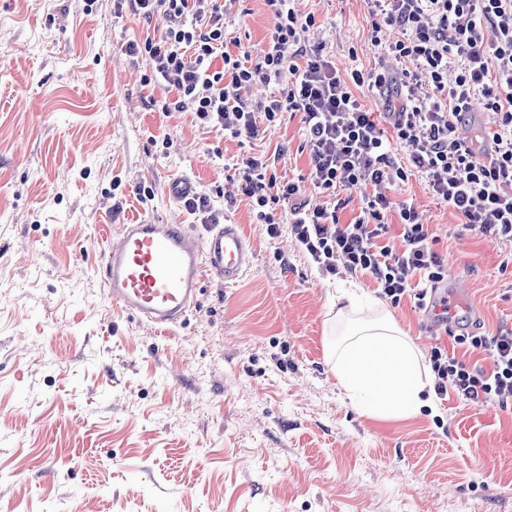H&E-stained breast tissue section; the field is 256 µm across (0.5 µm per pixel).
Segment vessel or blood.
Wrapping results in <instances>:
<instances>
[{
  "instance_id": "obj_1",
  "label": "vessel or blood",
  "mask_w": 512,
  "mask_h": 512,
  "mask_svg": "<svg viewBox=\"0 0 512 512\" xmlns=\"http://www.w3.org/2000/svg\"><path fill=\"white\" fill-rule=\"evenodd\" d=\"M253 266L238 225L216 224L201 236L184 224L146 220L113 227L98 273L114 305L165 330L193 309L207 279L230 286Z\"/></svg>"
}]
</instances>
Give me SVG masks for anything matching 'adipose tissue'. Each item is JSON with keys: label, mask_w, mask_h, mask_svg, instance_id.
<instances>
[{"label": "adipose tissue", "mask_w": 512, "mask_h": 512, "mask_svg": "<svg viewBox=\"0 0 512 512\" xmlns=\"http://www.w3.org/2000/svg\"><path fill=\"white\" fill-rule=\"evenodd\" d=\"M340 386L365 414L404 418L423 406L428 382L420 356L393 316L354 323L329 349Z\"/></svg>", "instance_id": "ef3b65f1"}]
</instances>
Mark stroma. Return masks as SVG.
<instances>
[{"label": "stroma", "mask_w": 512, "mask_h": 512, "mask_svg": "<svg viewBox=\"0 0 512 512\" xmlns=\"http://www.w3.org/2000/svg\"><path fill=\"white\" fill-rule=\"evenodd\" d=\"M0 0V512H512V401L456 391L371 418L336 383L337 297L379 301L366 275H321L289 233L272 239L237 190L241 155L307 169L299 116L254 140L162 112L123 43L153 27L113 0ZM341 75L382 60L368 0H296ZM265 0H224L227 38L266 47ZM211 196L253 242L233 287L207 281L162 332L120 312L97 267L108 223L194 224L170 197ZM414 203L457 293L448 327L512 328V242L466 227L426 181ZM429 363L447 329L389 305Z\"/></svg>", "instance_id": "1"}]
</instances>
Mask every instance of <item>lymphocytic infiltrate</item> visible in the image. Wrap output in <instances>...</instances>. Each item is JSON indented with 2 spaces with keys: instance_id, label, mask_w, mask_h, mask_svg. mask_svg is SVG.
I'll return each instance as SVG.
<instances>
[{
  "instance_id": "lymphocytic-infiltrate-1",
  "label": "lymphocytic infiltrate",
  "mask_w": 512,
  "mask_h": 512,
  "mask_svg": "<svg viewBox=\"0 0 512 512\" xmlns=\"http://www.w3.org/2000/svg\"><path fill=\"white\" fill-rule=\"evenodd\" d=\"M274 24L259 60L230 52L221 0H114L156 33L125 44L129 57L144 59L143 85H166L163 112H192L201 125L235 137L254 138L275 130L284 113L300 115L308 153L307 182L327 195L337 187L363 191V206L349 223L336 207L310 206L302 184L268 174V163L246 157L235 165L240 189L270 238L290 232L296 246L323 276L338 267L368 275L382 298H403L428 307V289L444 279L443 261L416 208L395 203L377 188L406 181L409 172L426 180L438 200L466 226L512 240V0H372L371 41L385 57L415 62V71L393 75L388 67L342 77L323 46L309 45L314 14L294 0H265ZM395 35L382 42L383 27ZM493 40H485L484 28ZM280 84L278 95L248 104L256 84ZM368 85L396 95L388 124L365 109L353 86ZM495 118L487 144L474 150L463 128L474 104ZM375 194H367V187ZM397 226H390V216ZM398 229L400 246L388 242ZM466 353H485L492 371L471 368L434 348L430 361L435 389H455L473 402L512 401V329L492 336H455Z\"/></svg>"
}]
</instances>
